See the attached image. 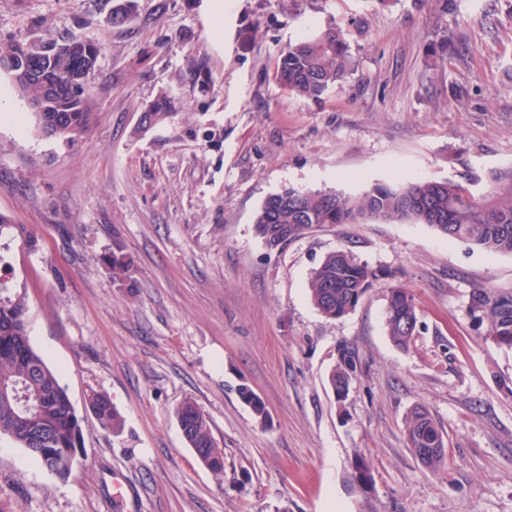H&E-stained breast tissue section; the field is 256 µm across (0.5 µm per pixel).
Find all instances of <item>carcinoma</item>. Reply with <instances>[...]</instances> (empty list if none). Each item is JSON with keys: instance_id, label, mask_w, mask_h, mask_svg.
<instances>
[{"instance_id": "cac0c4a2", "label": "carcinoma", "mask_w": 512, "mask_h": 512, "mask_svg": "<svg viewBox=\"0 0 512 512\" xmlns=\"http://www.w3.org/2000/svg\"><path fill=\"white\" fill-rule=\"evenodd\" d=\"M102 47L80 36L60 42L10 44L0 50V64L14 60L19 70L8 71L26 98L48 100L47 111L34 117L37 128L54 136L75 140L90 128L93 102L88 79L94 72ZM353 67L349 45L342 30L329 27L315 37L303 38L282 51L275 78L290 94L313 101L323 100L328 89L345 78ZM32 68L48 72L57 84L52 96H44L39 81H27L23 73ZM172 102L160 97L144 112L154 125L169 114ZM491 189L481 196L469 184L428 180L407 184L377 182L360 194L336 189L303 191L285 188L265 200L255 217V229L265 237L268 225L286 224L298 237L314 227L357 224L368 221L428 224L442 235L483 251L512 255V167L496 170ZM26 230L0 213V437L11 439L40 465L65 476L82 447L81 419L61 383L59 374L31 344L27 331L29 298L26 288L5 277L11 270V242L25 238ZM27 239V238H25ZM33 250L37 242L27 239ZM112 278H132L133 262L124 254L108 259ZM377 274L350 251L329 253L314 271L310 298L328 319H338L355 308L371 288ZM470 310L486 326V339L512 350V291L478 288L471 296ZM419 322L414 296L404 288L390 291L386 308V330L391 341L406 348L417 334ZM358 365L347 347L339 349L329 382L340 398L349 389ZM239 397L260 419L265 405L247 386ZM86 405L99 424L114 432L123 420L111 398L101 392L88 395ZM176 415L184 425L188 445L212 458L210 470L224 473V453L216 443L205 411L191 398L184 400ZM438 430L427 412L416 411L407 421L410 432Z\"/></svg>"}]
</instances>
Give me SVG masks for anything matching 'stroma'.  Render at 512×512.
I'll list each match as a JSON object with an SVG mask.
<instances>
[{"label": "stroma", "instance_id": "35a3bbf8", "mask_svg": "<svg viewBox=\"0 0 512 512\" xmlns=\"http://www.w3.org/2000/svg\"><path fill=\"white\" fill-rule=\"evenodd\" d=\"M136 3L115 27L113 0H0V47L72 34L102 47L94 121L74 141L42 135L0 71L16 111L0 118V212L38 241L15 240V277L84 437L64 479L0 438V512H512V350L468 309L475 289L512 290V255L412 223L315 228L272 250L254 224L288 187L487 191L512 166V0ZM334 26L354 70L321 102L288 94L282 50ZM161 96L172 114L142 129ZM336 250L378 278L331 320L309 282ZM114 252L132 257L134 286L111 278ZM397 286L421 323L405 350L386 333ZM344 346L358 370L340 402L328 378ZM94 391L120 432L86 411ZM188 398L224 450L223 476L185 442L175 412ZM418 406L446 441L435 472L408 447ZM86 405L104 429L112 430V432H118L122 429V417L107 394L92 392L88 395Z\"/></svg>", "mask_w": 512, "mask_h": 512}]
</instances>
